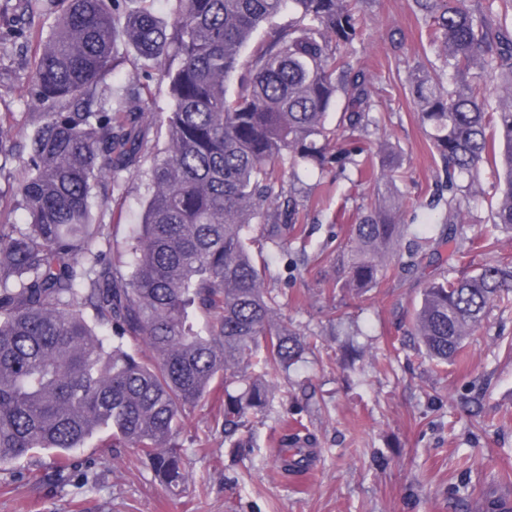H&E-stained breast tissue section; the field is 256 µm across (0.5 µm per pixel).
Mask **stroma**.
<instances>
[{
  "label": "stroma",
  "mask_w": 512,
  "mask_h": 512,
  "mask_svg": "<svg viewBox=\"0 0 512 512\" xmlns=\"http://www.w3.org/2000/svg\"><path fill=\"white\" fill-rule=\"evenodd\" d=\"M52 16L18 18L25 50L0 43V115L17 139L31 134L26 95L39 37ZM366 41L356 58L375 78L384 124L380 136L399 154L407 181L404 221L430 247L403 270L405 251L389 259L379 287L352 293L337 257L375 182L352 187L347 176L304 180L303 238L273 264L269 283L280 313L312 343L280 373L270 406L249 425L252 445L224 446V391L187 406L175 442L190 462L184 485L161 484L136 449L111 455L108 434L70 455V478L56 480L58 458L45 450L0 467V512H491L512 501V307H492L466 341L462 360L439 365L414 338L413 313L426 283L470 273L492 260L512 262V231L488 240L499 194L483 178L464 225L475 248L448 258L430 207L437 166L415 112L408 71L427 58L423 22L412 0H367ZM19 162L0 168V221L25 225L14 186ZM149 196L145 172L121 173L111 195L101 249L131 259L128 239ZM300 412L316 453L309 469L279 463L282 420Z\"/></svg>",
  "instance_id": "stroma-1"
}]
</instances>
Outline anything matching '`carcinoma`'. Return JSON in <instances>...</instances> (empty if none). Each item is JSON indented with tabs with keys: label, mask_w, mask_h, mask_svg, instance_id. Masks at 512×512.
Returning a JSON list of instances; mask_svg holds the SVG:
<instances>
[{
	"label": "carcinoma",
	"mask_w": 512,
	"mask_h": 512,
	"mask_svg": "<svg viewBox=\"0 0 512 512\" xmlns=\"http://www.w3.org/2000/svg\"><path fill=\"white\" fill-rule=\"evenodd\" d=\"M68 0L28 83L34 129L21 146L0 125V158L23 160L15 187L26 227L0 222V465L34 449L63 459L88 438L138 449L165 484L185 482L174 434L182 411L224 386V442L245 444L249 416L269 403V383L310 343L278 316L268 256L300 232V204L280 222L266 206L284 189V165L325 176L352 166V183L383 185L353 225L349 284L381 283L387 258L410 225L399 154L365 138L378 102L371 76L351 61L363 39L365 0H177L172 23L147 0ZM429 49L447 75L423 66L409 88L434 157L438 198L448 193L440 242L460 253L468 199L489 166L504 183L492 224L512 230V0H413ZM291 13L284 24L273 19ZM19 16L45 14L43 0H15ZM259 48L242 51L258 30ZM143 66L106 106L97 88L117 67L118 45ZM238 76L228 95L226 83ZM166 86L167 144L147 136L154 111L147 82ZM494 90L496 106L488 104ZM344 99L338 126L325 117ZM151 160L152 192L129 242L133 260L98 249L109 208L95 186ZM259 234L251 235L252 225ZM260 260H255L252 248ZM512 304V265L442 278L423 290L415 336L426 354L453 363L495 304ZM146 345L150 354L140 350ZM262 365L255 378L245 375ZM310 444L299 427L286 453Z\"/></svg>",
	"instance_id": "cac0c4a2"
}]
</instances>
